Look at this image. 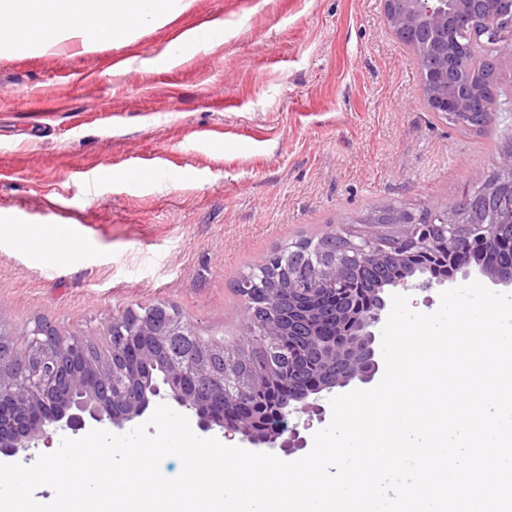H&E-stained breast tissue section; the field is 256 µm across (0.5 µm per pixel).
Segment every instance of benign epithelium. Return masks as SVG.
<instances>
[{
  "label": "benign epithelium",
  "instance_id": "7a95c632",
  "mask_svg": "<svg viewBox=\"0 0 512 512\" xmlns=\"http://www.w3.org/2000/svg\"><path fill=\"white\" fill-rule=\"evenodd\" d=\"M382 4L389 30L414 52H419L423 30L440 33L439 64L425 72L427 84L448 82V44H459V37L468 30L480 31L498 54L512 56V0H382ZM424 100L437 114L479 112L486 121L502 110L499 97L483 92L432 93ZM467 209L466 205L452 209L439 217L437 224L402 221L387 213L384 222L396 231L392 242L383 239L377 228L361 230L347 238L346 247L336 254L328 270L315 272L304 289L299 316L282 322L274 335L302 337L317 356L320 372L300 387L279 383L286 396L279 403L280 424L273 428L265 427L258 413L224 418L223 379L214 376L195 354L171 349L175 337L196 335L194 328L179 321L167 330H158L121 313L112 317L107 327V354L97 356L87 336H63L52 324L35 320L25 350L0 348V457H28L29 450L50 444L59 433L84 428L88 420L121 427L142 417L157 399L192 412L202 432L218 428L226 438L237 437L242 444L274 455L304 449L306 439L297 427L288 426V418L309 410L322 420V392L367 385L379 373L375 328L387 311L390 292L399 286L429 290L446 283L424 267L391 273L370 306L339 304L327 318L317 304L323 277L339 286L353 264L376 270L398 265L415 254L431 252L439 234L454 256L456 271L464 277L475 273L495 285L512 288V260H505L500 251L497 226H486L478 234L459 232V218ZM123 330L128 336H147L149 340L137 349L126 346L118 363L112 355L114 334ZM159 348L167 351V360L162 373L150 384L149 393L116 394V373L122 372L127 385L136 387L142 367L154 361ZM182 379L190 380L193 389L177 387L175 382Z\"/></svg>",
  "mask_w": 512,
  "mask_h": 512
}]
</instances>
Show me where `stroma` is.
I'll return each instance as SVG.
<instances>
[{"mask_svg":"<svg viewBox=\"0 0 512 512\" xmlns=\"http://www.w3.org/2000/svg\"><path fill=\"white\" fill-rule=\"evenodd\" d=\"M215 21L223 43L165 57ZM419 84L381 0H190L127 47L0 59V326L21 350L44 318L102 354L113 314L165 303L202 337L243 338L234 285L272 249L452 205L497 166L512 115L459 129ZM18 216L32 235L67 226L79 252L27 245Z\"/></svg>","mask_w":512,"mask_h":512,"instance_id":"35a3bbf8","label":"stroma"}]
</instances>
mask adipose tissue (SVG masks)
Here are the masks:
<instances>
[{
  "instance_id": "ef3b65f1",
  "label": "adipose tissue",
  "mask_w": 512,
  "mask_h": 512,
  "mask_svg": "<svg viewBox=\"0 0 512 512\" xmlns=\"http://www.w3.org/2000/svg\"><path fill=\"white\" fill-rule=\"evenodd\" d=\"M188 7L187 0H0V59L23 49L64 53L130 43L135 28L161 27Z\"/></svg>"
}]
</instances>
